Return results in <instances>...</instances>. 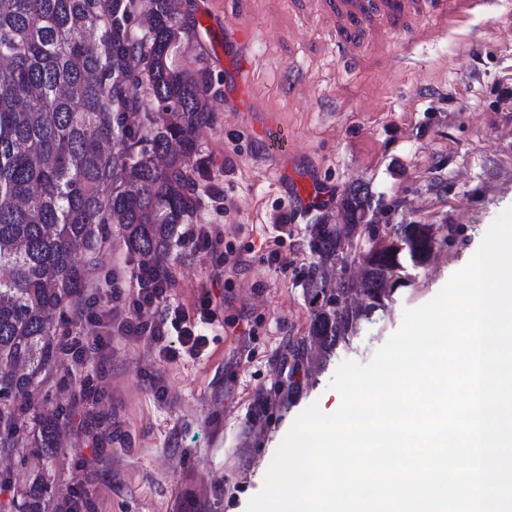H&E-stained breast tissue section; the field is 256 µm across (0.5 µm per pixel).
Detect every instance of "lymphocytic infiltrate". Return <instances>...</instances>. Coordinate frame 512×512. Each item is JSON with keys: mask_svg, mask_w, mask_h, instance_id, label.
Here are the masks:
<instances>
[{"mask_svg": "<svg viewBox=\"0 0 512 512\" xmlns=\"http://www.w3.org/2000/svg\"><path fill=\"white\" fill-rule=\"evenodd\" d=\"M172 288L171 278L138 276L131 289L113 287L109 308L100 307L97 295L83 298L81 315L94 330L88 336H62L60 348L66 373L81 390L84 417L80 428L84 432L93 433L103 417L100 382L112 354L113 337H149L158 344L160 357L166 362L204 354L209 344L204 329L215 326L218 319L210 295L202 293L190 310L176 300ZM151 311L156 312V320H143V313Z\"/></svg>", "mask_w": 512, "mask_h": 512, "instance_id": "obj_1", "label": "lymphocytic infiltrate"}]
</instances>
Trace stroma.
Wrapping results in <instances>:
<instances>
[{"label":"stroma","mask_w":512,"mask_h":512,"mask_svg":"<svg viewBox=\"0 0 512 512\" xmlns=\"http://www.w3.org/2000/svg\"><path fill=\"white\" fill-rule=\"evenodd\" d=\"M183 13L216 29L249 27L244 94L224 77L223 47L196 29L186 61L204 58L211 73L209 125L196 134L209 161L196 224L217 225L240 263L173 245V292L186 306L209 293L224 325L209 334L207 355L166 364L147 338L114 339L102 387L112 404L101 454L80 435L78 388L38 394L48 415L66 404L61 451L47 463L16 471L26 480L44 469L59 502L81 481L94 512H246L262 488L275 451L311 404L338 409L329 383L342 361L367 363L401 325L404 308L431 300L480 245L496 217L512 206V0H182ZM458 14L441 24L443 12ZM287 127L293 148L272 160L259 125ZM312 178L325 199L304 206L296 175ZM369 185L383 206L377 224H452L455 242L440 240L430 259L411 269L374 322L313 365L295 398L274 394L288 375V345L306 335L310 312L296 273L309 263L310 226L342 224L346 190ZM288 221L276 246L275 226ZM281 250L292 266L271 262ZM93 284L131 276L134 262L118 237L96 253ZM165 397H157L156 387ZM270 396V416L253 422L254 404Z\"/></svg>","instance_id":"obj_1"}]
</instances>
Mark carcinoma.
Returning a JSON list of instances; mask_svg holds the SVG:
<instances>
[{
	"label": "carcinoma",
	"instance_id": "cac0c4a2",
	"mask_svg": "<svg viewBox=\"0 0 512 512\" xmlns=\"http://www.w3.org/2000/svg\"><path fill=\"white\" fill-rule=\"evenodd\" d=\"M146 16L148 36L135 26ZM196 21L178 0H0V455L25 466L58 452L65 416L20 404L62 370L53 313L70 316L93 270L81 258L118 234L134 272L168 271L176 226L201 205L196 176L208 170L196 131L210 121L208 68H188L184 46ZM360 186L341 202L348 223L312 225L307 286L310 325L288 351V395L314 354L325 357L385 306L407 266L426 262L441 224H374ZM362 264L340 272L341 245ZM365 304L340 305L352 293ZM3 512H47L39 472L23 484L0 471Z\"/></svg>",
	"mask_w": 512,
	"mask_h": 512
}]
</instances>
